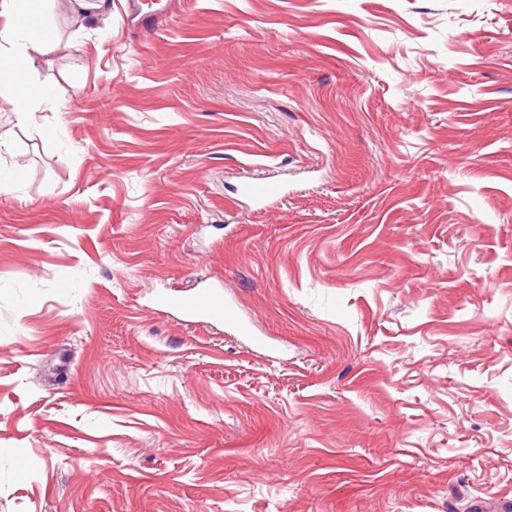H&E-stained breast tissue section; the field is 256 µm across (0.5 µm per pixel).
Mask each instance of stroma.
Returning <instances> with one entry per match:
<instances>
[{
	"label": "stroma",
	"mask_w": 512,
	"mask_h": 512,
	"mask_svg": "<svg viewBox=\"0 0 512 512\" xmlns=\"http://www.w3.org/2000/svg\"><path fill=\"white\" fill-rule=\"evenodd\" d=\"M123 10L0 99V512L512 498V0ZM205 282L261 344L153 304ZM129 18L136 24V34L150 37L166 30L170 18L174 13L177 0H154L156 7L150 11H144L139 0H128ZM21 71V80H0L1 96L13 105V114L18 122H29L34 112L35 102L42 96L41 88L34 84L29 75L28 65L17 67ZM241 191L243 194L263 202L277 196L280 193V186L272 182H257L247 179L241 183Z\"/></svg>",
	"instance_id": "1"
}]
</instances>
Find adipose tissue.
<instances>
[{
  "instance_id": "1",
  "label": "adipose tissue",
  "mask_w": 512,
  "mask_h": 512,
  "mask_svg": "<svg viewBox=\"0 0 512 512\" xmlns=\"http://www.w3.org/2000/svg\"><path fill=\"white\" fill-rule=\"evenodd\" d=\"M45 7L46 0H0V15L11 20L10 26L0 29V42L8 44L25 60L29 59L31 51L55 48L51 33L37 26ZM0 91L10 100L16 120L30 121L41 89L31 81L29 73H22L17 80L1 79Z\"/></svg>"
}]
</instances>
